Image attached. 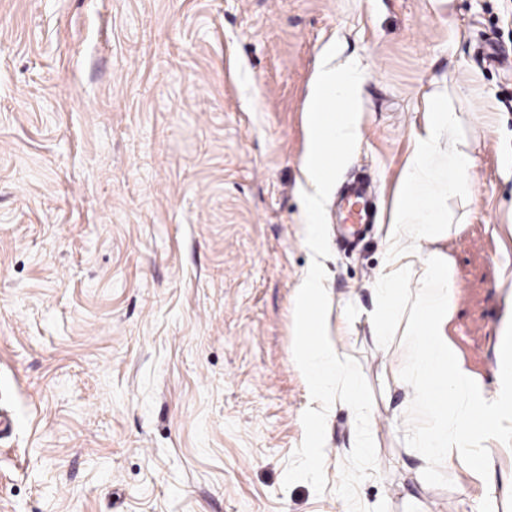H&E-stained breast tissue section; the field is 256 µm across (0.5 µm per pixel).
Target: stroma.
I'll use <instances>...</instances> for the list:
<instances>
[{"label":"stroma","mask_w":512,"mask_h":512,"mask_svg":"<svg viewBox=\"0 0 512 512\" xmlns=\"http://www.w3.org/2000/svg\"><path fill=\"white\" fill-rule=\"evenodd\" d=\"M367 65L339 181L379 207L355 247L325 207L327 330L373 393L389 512H512V449L428 485L397 418L401 337L375 339L401 173L447 94L474 159L435 249L448 341L499 395L512 320V0H0V512H348L355 416L326 421L323 494L284 487L312 404L292 360L305 242L304 108L322 49Z\"/></svg>","instance_id":"1"}]
</instances>
